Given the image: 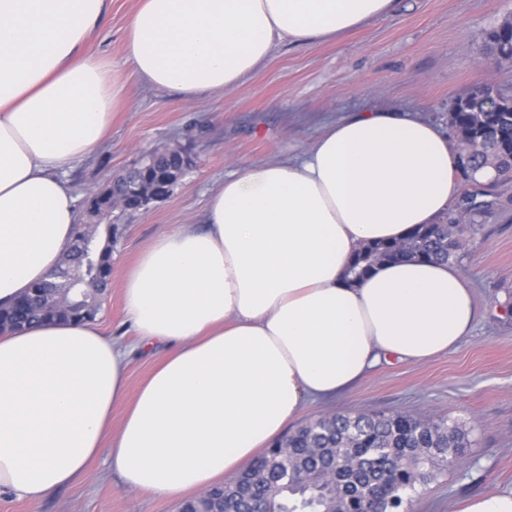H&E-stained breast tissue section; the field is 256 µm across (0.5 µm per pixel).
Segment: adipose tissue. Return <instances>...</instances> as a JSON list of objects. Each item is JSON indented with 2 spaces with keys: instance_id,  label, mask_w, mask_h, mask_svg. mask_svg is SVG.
Instances as JSON below:
<instances>
[{
  "instance_id": "obj_1",
  "label": "adipose tissue",
  "mask_w": 512,
  "mask_h": 512,
  "mask_svg": "<svg viewBox=\"0 0 512 512\" xmlns=\"http://www.w3.org/2000/svg\"><path fill=\"white\" fill-rule=\"evenodd\" d=\"M396 3L140 0L121 62L192 100L235 88L279 44L340 40ZM105 10L0 0L1 307L59 266L78 222L65 175L121 109L113 67L86 50ZM456 162L436 124L358 112L300 155L217 183L202 224L158 234L123 279L137 346L169 347L136 393L129 348L96 322L0 332V496L40 503L100 456L127 487L201 492L256 459L305 403L345 396L381 361L456 351L476 320L457 265L402 259L347 276L365 244L448 209Z\"/></svg>"
}]
</instances>
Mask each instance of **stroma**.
Instances as JSON below:
<instances>
[{"label": "stroma", "mask_w": 512, "mask_h": 512, "mask_svg": "<svg viewBox=\"0 0 512 512\" xmlns=\"http://www.w3.org/2000/svg\"><path fill=\"white\" fill-rule=\"evenodd\" d=\"M139 0H109L90 52L117 62L126 107L103 145L66 175L78 211L156 146L181 145L194 164L165 199L124 221L112 249V285L97 323L130 339L120 283L138 253L160 232L197 224L210 188L231 172L300 154L324 125L355 112L404 109L440 126L455 97L482 85L512 88V63L492 62L487 32L512 17V0H399L395 15L345 38L309 47L281 44L234 89L188 102L142 85L120 65L123 34ZM458 261L474 291L475 329L452 353L421 363H381L335 403L306 405V421L326 413L399 412L448 417L472 442L460 465L419 488L411 512H459L491 490H512V177L501 180L494 208ZM177 497L125 487L96 459L81 482L38 504L0 498V512H179Z\"/></svg>", "instance_id": "35a3bbf8"}]
</instances>
